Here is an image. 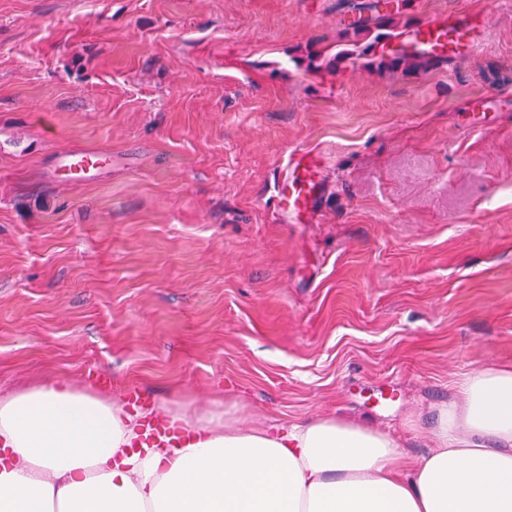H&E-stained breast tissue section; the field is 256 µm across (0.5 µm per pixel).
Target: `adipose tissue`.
Returning <instances> with one entry per match:
<instances>
[{"label": "adipose tissue", "instance_id": "adipose-tissue-1", "mask_svg": "<svg viewBox=\"0 0 512 512\" xmlns=\"http://www.w3.org/2000/svg\"><path fill=\"white\" fill-rule=\"evenodd\" d=\"M178 448L129 453L121 399L57 379L0 398V512H512V369H478L403 463L394 434L323 416L245 427L190 403Z\"/></svg>", "mask_w": 512, "mask_h": 512}]
</instances>
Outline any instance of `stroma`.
Wrapping results in <instances>:
<instances>
[{
    "instance_id": "35a3bbf8",
    "label": "stroma",
    "mask_w": 512,
    "mask_h": 512,
    "mask_svg": "<svg viewBox=\"0 0 512 512\" xmlns=\"http://www.w3.org/2000/svg\"><path fill=\"white\" fill-rule=\"evenodd\" d=\"M361 0H0V393L64 377L245 426L323 415L427 454L512 367V0H389L419 72L336 60ZM101 151L85 182L65 151ZM307 155L323 187L289 217ZM475 26L468 14L456 13L445 16L439 22H434L428 27L415 31L410 35L411 41L404 46L408 51L424 52L439 55L445 48L444 38L450 31H458L459 36L468 35V43L471 48L476 46L483 38V31L474 32ZM306 171L307 170L302 167V156L297 159H289L288 182L284 181L279 190L280 207L284 212L288 213V215H298L309 209L310 201L320 191L316 182L302 176ZM302 184H304L305 187H302ZM296 185L300 187L297 188Z\"/></svg>"
}]
</instances>
